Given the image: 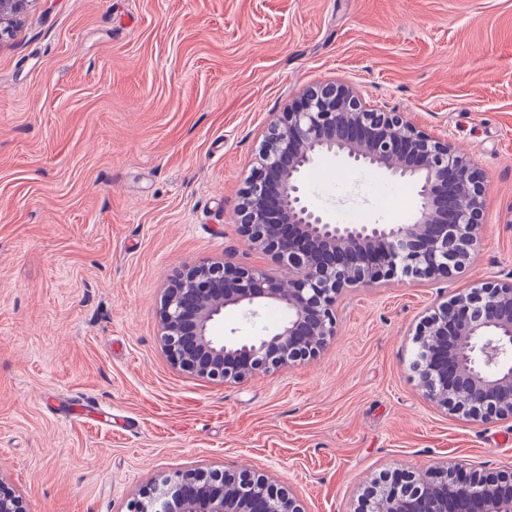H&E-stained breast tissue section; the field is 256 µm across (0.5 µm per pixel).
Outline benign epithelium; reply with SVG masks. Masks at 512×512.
Listing matches in <instances>:
<instances>
[{
    "label": "benign epithelium",
    "mask_w": 512,
    "mask_h": 512,
    "mask_svg": "<svg viewBox=\"0 0 512 512\" xmlns=\"http://www.w3.org/2000/svg\"><path fill=\"white\" fill-rule=\"evenodd\" d=\"M30 0H0V44ZM334 155L410 182L417 205L401 224H339L311 207L303 175ZM483 177L448 139L367 104L352 84L305 90L270 123L236 208L239 234L270 257L261 268L203 260L166 288L159 318L172 363L192 376L243 382L317 359L336 334V303L350 287L398 276H448L470 263L483 216ZM279 307L287 320L252 342L226 340L228 311L254 318ZM410 368L424 395L472 421L512 416V282L484 283L439 304L415 332ZM512 512V480L458 468L370 485L363 512ZM0 512H21L0 476ZM134 512H305L265 475H167Z\"/></svg>",
    "instance_id": "benign-epithelium-1"
}]
</instances>
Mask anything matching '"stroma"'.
I'll return each instance as SVG.
<instances>
[{
    "mask_svg": "<svg viewBox=\"0 0 512 512\" xmlns=\"http://www.w3.org/2000/svg\"><path fill=\"white\" fill-rule=\"evenodd\" d=\"M351 83L485 177L474 262L336 303L308 363L219 384L175 367L158 311L201 260L264 267L235 210L269 123ZM331 219L394 224L411 185L326 157ZM512 280V0H32L0 46V474L24 512H130L178 471L264 474L305 512L446 464L512 474V418L425 399L424 316Z\"/></svg>",
    "mask_w": 512,
    "mask_h": 512,
    "instance_id": "1",
    "label": "stroma"
}]
</instances>
